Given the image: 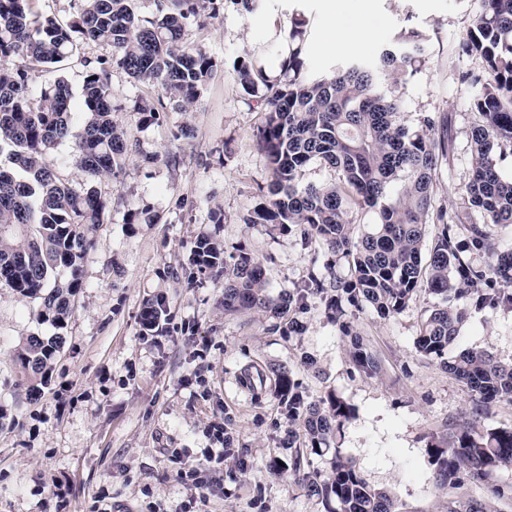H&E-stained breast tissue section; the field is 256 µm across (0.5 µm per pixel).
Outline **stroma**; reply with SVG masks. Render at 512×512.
Instances as JSON below:
<instances>
[{
  "instance_id": "1",
  "label": "stroma",
  "mask_w": 512,
  "mask_h": 512,
  "mask_svg": "<svg viewBox=\"0 0 512 512\" xmlns=\"http://www.w3.org/2000/svg\"><path fill=\"white\" fill-rule=\"evenodd\" d=\"M481 8V0H345L330 17L323 0H262L251 14L221 0L214 17L186 32L218 62L190 112L166 104L159 83L132 79L104 44L81 43L71 59L40 73L33 91L64 77L80 113L83 62L104 61L112 118L131 149L117 176L96 183L109 211L83 262L65 347L32 399L16 386L12 350L53 329L37 322L32 300L0 287V512H327L301 477L275 467L293 454L288 419L277 399L256 396L244 381L245 372L269 364L286 365L307 400L332 392L351 407L337 452L370 487L390 494L397 512H448L427 451L447 447L449 429L474 418V405L437 360L415 349L417 325L436 296L420 290L386 319L347 307L346 319L382 359V371L370 376L353 365L350 339L323 301L308 300L299 333L270 332L264 313H225L223 276L198 271L191 249L204 235L226 254L246 249L276 294L325 269L321 242L242 221L262 203L258 187L269 174L256 138L264 114L240 86L236 61L249 54L276 65L295 14L307 20L302 58L312 76L373 59L404 27L427 32L428 61L385 91L401 100L407 123L424 113L447 116L452 152L436 202L463 206L477 91L459 76L481 62L455 48ZM360 25L367 34L356 47L323 51L329 28ZM158 104L162 121L145 123L142 107ZM184 126L190 135H181ZM132 208L144 223H128ZM158 296L163 329L150 335L142 313ZM456 303L468 309L456 351L486 350L511 364L512 306L471 309L462 296ZM227 418L236 453L220 462L215 427ZM334 453L307 459L326 475Z\"/></svg>"
}]
</instances>
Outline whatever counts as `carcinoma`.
Listing matches in <instances>:
<instances>
[{"label": "carcinoma", "mask_w": 512, "mask_h": 512, "mask_svg": "<svg viewBox=\"0 0 512 512\" xmlns=\"http://www.w3.org/2000/svg\"><path fill=\"white\" fill-rule=\"evenodd\" d=\"M26 0H0V156L11 167L0 168V287L37 305V319L56 330L51 336L30 335L14 350L17 386L33 399L47 384L61 353L75 297L83 288L82 264L93 234L108 211L94 183L116 175L127 152L125 133L112 120V89L102 62H84L82 96L88 118L74 130L73 91L62 76L31 94L36 69L19 66L28 58L50 68L73 56L80 42L112 48V59L132 78L160 81L169 99L190 112L217 67V61L185 39L188 21L198 20L213 0H159L160 17L144 21L133 0H78L77 19L62 24L32 18ZM306 21L292 17L288 56L281 76L272 79L256 60H238L239 84L260 96L263 124L257 140L266 157L270 180L260 192L266 201L243 218L245 224H270L282 231L293 226L304 238L322 242L334 257L327 274L310 272L303 287L273 295L266 271L252 254L231 257L216 240L203 237L193 250L202 271L224 272V311H261L272 319L269 330L290 336L302 322L294 312L310 297L325 301L339 331L351 339V360L368 375L380 371L379 357L366 349L342 302L369 307L382 317L401 313L422 287L440 303L426 311L415 340L417 351L440 361L475 400L474 414H489L493 405L512 404V366L482 350L448 356L468 311L448 304V292L467 297L476 309L512 306V251H501L489 225L512 224V178L504 176L495 156L512 155V0H482L458 54L480 59L481 67L460 75L480 88L474 99L471 175L468 206L458 210L434 206L436 181L452 151L446 129L430 114L410 126L398 99L378 91L381 83L399 84L426 62L427 35L402 29L368 63H351L330 76L314 78L301 58ZM76 140L74 164L83 180L66 183L56 174L52 155L66 139ZM318 162L336 171L334 183L299 185L302 171ZM400 183L397 198L390 189ZM374 214L373 222L353 234L354 217ZM440 226L422 261L425 228ZM211 254L199 264L198 252ZM487 257L483 265L473 255ZM347 266L339 275L335 266ZM274 377L272 395L288 415V447L320 454L351 416L343 399L330 393L307 401L284 366L257 373L259 383ZM439 487L453 491L468 482L484 486L496 499L512 497V481L499 473L512 469V429L478 430L471 422L448 434V447L428 449ZM302 453L288 459L301 472ZM303 473V472H301ZM308 490L331 502L328 512H396L393 498L371 488L347 458L336 457L331 475L303 473ZM448 512H486L477 500L448 498Z\"/></svg>", "instance_id": "1"}]
</instances>
